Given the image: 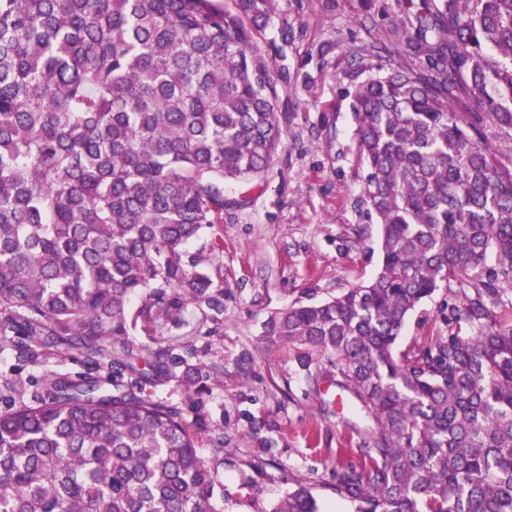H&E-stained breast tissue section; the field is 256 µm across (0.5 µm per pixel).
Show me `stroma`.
Here are the masks:
<instances>
[{
    "mask_svg": "<svg viewBox=\"0 0 512 512\" xmlns=\"http://www.w3.org/2000/svg\"><path fill=\"white\" fill-rule=\"evenodd\" d=\"M399 18L397 0L274 2L264 38L285 52V146L262 180L227 185L233 208L188 249L207 259L224 290L219 322L191 304L180 330L208 376L186 391L152 389L188 422L223 432V451L209 436L199 451L223 460L224 512H270L299 482L325 512H351L333 492L331 471L337 459L357 461L362 413L338 388L312 383L292 346L266 344L261 335L273 312L330 299L377 272L379 226L361 202L365 172L346 92L355 79L407 66L393 35ZM447 315L442 289L409 317L400 349L444 328Z\"/></svg>",
    "mask_w": 512,
    "mask_h": 512,
    "instance_id": "1",
    "label": "stroma"
}]
</instances>
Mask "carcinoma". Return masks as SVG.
<instances>
[{"mask_svg":"<svg viewBox=\"0 0 512 512\" xmlns=\"http://www.w3.org/2000/svg\"><path fill=\"white\" fill-rule=\"evenodd\" d=\"M416 63L347 91L370 282L275 312L262 340L373 422L337 461L354 512H512V0H400ZM274 0H0V351L51 371L0 393V512H223L202 422L149 386L196 367L167 334L224 289L186 247L225 184L284 146ZM448 332L397 348L449 281ZM138 331L156 348L128 344ZM185 366L182 375L170 365ZM271 512H320L298 483Z\"/></svg>","mask_w":512,"mask_h":512,"instance_id":"1","label":"carcinoma"}]
</instances>
